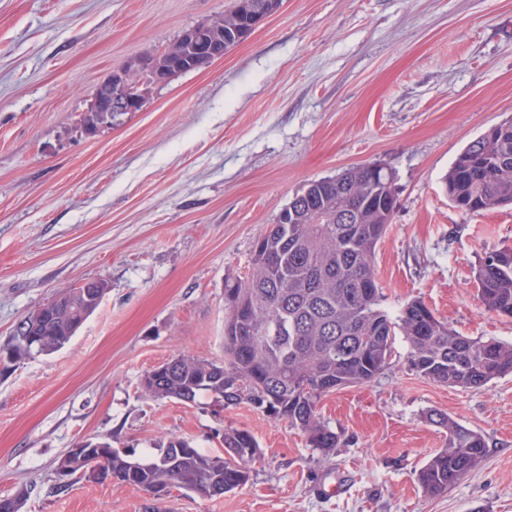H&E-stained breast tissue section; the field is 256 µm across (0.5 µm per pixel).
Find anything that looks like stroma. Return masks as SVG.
I'll return each instance as SVG.
<instances>
[{
	"label": "stroma",
	"mask_w": 512,
	"mask_h": 512,
	"mask_svg": "<svg viewBox=\"0 0 512 512\" xmlns=\"http://www.w3.org/2000/svg\"><path fill=\"white\" fill-rule=\"evenodd\" d=\"M233 3L0 0V345L61 290L109 285L65 347L0 377V497L29 488L22 512H512V374L478 389L431 382L400 336L373 381L320 402L340 436L327 461L249 404L218 419L209 397L145 394V373L174 356L223 361L225 280L246 274L296 191L356 165L396 175L375 255L384 309L420 299L463 335L512 343V318L485 311L474 282L479 256L512 246V209L462 213L441 183L512 118V0H283L223 59L85 135L96 85ZM432 410L487 442L438 496L417 481L444 444ZM228 425L261 451L230 493L60 486L58 459L83 441L141 456L185 437L220 455Z\"/></svg>",
	"instance_id": "obj_1"
}]
</instances>
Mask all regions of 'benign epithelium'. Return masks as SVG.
<instances>
[{
	"mask_svg": "<svg viewBox=\"0 0 512 512\" xmlns=\"http://www.w3.org/2000/svg\"><path fill=\"white\" fill-rule=\"evenodd\" d=\"M236 10L239 16L247 15L248 31L260 26L270 13V8L262 7L250 0H238ZM208 22L198 24L186 30L181 36L180 49L167 52L158 51L141 57L117 74L98 84L91 95L88 115L92 116L91 126L108 127L121 115L127 112H137L149 90L157 85L167 83L174 76L195 66H178L168 69L161 65L164 56L177 55L181 58L189 55L194 62L207 63L221 59L219 42L208 38Z\"/></svg>",
	"mask_w": 512,
	"mask_h": 512,
	"instance_id": "7a95c632",
	"label": "benign epithelium"
}]
</instances>
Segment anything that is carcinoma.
Segmentation results:
<instances>
[{
	"instance_id": "carcinoma-1",
	"label": "carcinoma",
	"mask_w": 512,
	"mask_h": 512,
	"mask_svg": "<svg viewBox=\"0 0 512 512\" xmlns=\"http://www.w3.org/2000/svg\"><path fill=\"white\" fill-rule=\"evenodd\" d=\"M214 34L228 51L243 41L233 11L213 19ZM363 165L308 182L283 209L287 223L275 222L252 251L245 277L224 284V362L178 356L165 362L155 382L143 385L154 398L187 405L199 397L224 400L228 408L247 403L299 429L309 447L331 458L338 435L322 419L321 398L341 388L372 381L388 366L394 336L409 344L408 362L434 383L480 388L512 374V343L464 336L421 300L393 318L382 306L374 263L398 206V192L384 190L379 172ZM457 209L480 213L512 207V118L488 128L457 156L443 178ZM484 308L512 317V247L485 253L474 268ZM109 285L98 282L94 296L82 287L61 291L38 308L33 334L47 341L46 353L63 348L99 306ZM10 371L35 357L14 336ZM427 419L447 432L445 444L420 468L417 481L439 495L469 475L485 458L484 437L438 410ZM224 455H211L173 437L138 458L96 440L94 448L68 450L58 460L64 476L92 479L90 469L105 458L121 484L142 491L172 489L195 494L212 488L221 496L245 486L260 459L253 434L224 427ZM28 489L0 497V512H21Z\"/></svg>"
}]
</instances>
